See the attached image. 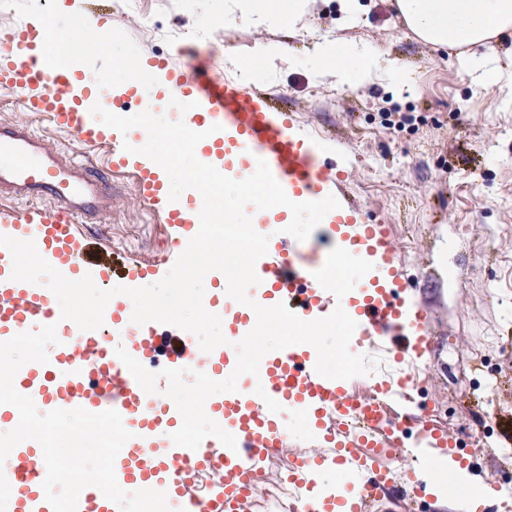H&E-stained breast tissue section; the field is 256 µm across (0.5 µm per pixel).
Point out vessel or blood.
<instances>
[{"mask_svg": "<svg viewBox=\"0 0 512 512\" xmlns=\"http://www.w3.org/2000/svg\"><path fill=\"white\" fill-rule=\"evenodd\" d=\"M43 42V28L25 23L15 29L9 42L0 44V89L22 91L24 111L48 114L59 129L81 144L110 142L113 166L137 169L138 191L145 205L166 213L172 251L185 248L193 236L194 218L186 213L183 201H169L163 172L147 157L125 151L121 134L91 114L77 88L93 79V72L47 67ZM164 70L172 91L192 102L189 119L195 130L207 131L203 144L208 153L217 154L229 146L240 157L265 160L286 195L295 201H316L329 195L341 199V207L327 218L336 227L338 244L373 263L378 273L377 279L363 278L357 287L358 344L387 349L399 361L423 356L430 342L428 322L410 302L408 283L390 257L387 225L375 223L368 212L344 202L341 182L310 149L304 130L265 97L251 94L241 85L169 64ZM0 197L20 203L19 209L0 214V235L34 241L41 256L70 279L89 275L97 283L110 280L108 265L89 267L82 261L85 241L76 230L80 224L99 223L111 210L112 183L105 172L54 151L28 125L0 123ZM314 271L304 252L279 244L265 254L258 276L263 293L285 299L289 310L304 319L332 303ZM11 272V256L2 247L0 342L52 322L79 339L73 351L81 359L79 365L64 368L54 358L26 368L22 375L26 395L49 411L81 407L92 413L112 409L127 416L132 409L134 380L116 377L111 388L103 390L96 379L103 365L117 362L115 345L102 344L96 331L69 325L56 313L49 289L22 287L12 280ZM140 339L165 358L171 369L195 357L182 339L157 334L146 326ZM265 373L266 400L254 402L236 392L225 396L234 405L232 423L238 437L236 449L224 452V512H238L253 465L281 448L288 437L290 430L282 417L286 404L313 406L317 423L325 425L340 422L352 412L361 417L365 431L337 432L334 454L299 461L296 475L307 480L329 469L342 470L345 483L329 487L325 493L326 512H371L393 484L391 474L374 464L373 426L384 418L383 402L402 396L406 378H399L393 386L381 385L378 399L360 403L346 394L343 381L319 375L297 345L268 359ZM178 417L172 404L163 414L140 415L136 421L139 442L154 443L157 432ZM36 446L31 440L14 449L9 483L18 491L15 512H53L45 499L42 484L46 472L37 466ZM207 461L205 447L192 450L174 444L149 461L129 455L116 466L115 475L121 483L163 480L170 496L175 497L180 493L178 467L201 466Z\"/></svg>", "mask_w": 512, "mask_h": 512, "instance_id": "vessel-or-blood-1", "label": "vessel or blood"}]
</instances>
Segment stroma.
I'll return each mask as SVG.
<instances>
[{
    "instance_id": "35a3bbf8",
    "label": "stroma",
    "mask_w": 512,
    "mask_h": 512,
    "mask_svg": "<svg viewBox=\"0 0 512 512\" xmlns=\"http://www.w3.org/2000/svg\"><path fill=\"white\" fill-rule=\"evenodd\" d=\"M123 30L147 56L200 66L239 81L237 66L257 40L286 48L284 61L252 83L303 126L320 160L337 169L356 203L386 224L392 256L427 310L431 347L404 409L390 412L404 425L398 466L420 480L439 453L419 447L420 421H428L474 461L482 485L512 476V45L496 65L501 78L482 83L462 55L417 40L395 0H358L361 21L344 28L338 0H315L307 29L290 35L273 24L258 31L224 18V0H62ZM343 37L378 45L385 67L411 76L399 90L384 80L355 87L316 79L300 61L323 40ZM25 122L50 147L106 166V147L75 143L47 116L22 111L18 96L0 91V123ZM134 170L112 174V209L99 224H81L86 259L112 268L170 265L166 218L148 212L135 190ZM491 336L493 347L477 345ZM377 512H456L436 494L403 493L393 486Z\"/></svg>"
}]
</instances>
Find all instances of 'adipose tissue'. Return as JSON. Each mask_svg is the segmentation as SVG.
<instances>
[{
  "instance_id": "1",
  "label": "adipose tissue",
  "mask_w": 512,
  "mask_h": 512,
  "mask_svg": "<svg viewBox=\"0 0 512 512\" xmlns=\"http://www.w3.org/2000/svg\"><path fill=\"white\" fill-rule=\"evenodd\" d=\"M233 16L255 29L284 21L289 32L305 29L313 0H229ZM410 31L435 47L467 51L478 79L493 80L502 43L512 39V0H396ZM307 65L317 76L361 87L383 76L381 53L371 44L340 38L318 44Z\"/></svg>"
}]
</instances>
